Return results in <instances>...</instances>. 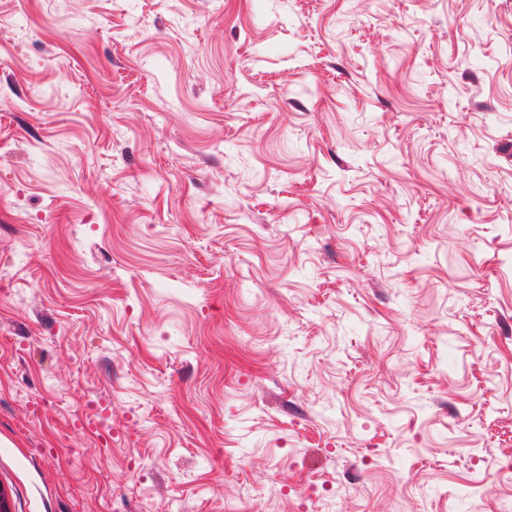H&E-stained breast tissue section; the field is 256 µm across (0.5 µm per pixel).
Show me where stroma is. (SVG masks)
I'll return each instance as SVG.
<instances>
[{
	"instance_id": "35a3bbf8",
	"label": "stroma",
	"mask_w": 512,
	"mask_h": 512,
	"mask_svg": "<svg viewBox=\"0 0 512 512\" xmlns=\"http://www.w3.org/2000/svg\"><path fill=\"white\" fill-rule=\"evenodd\" d=\"M0 487L512 505V0H0Z\"/></svg>"
}]
</instances>
